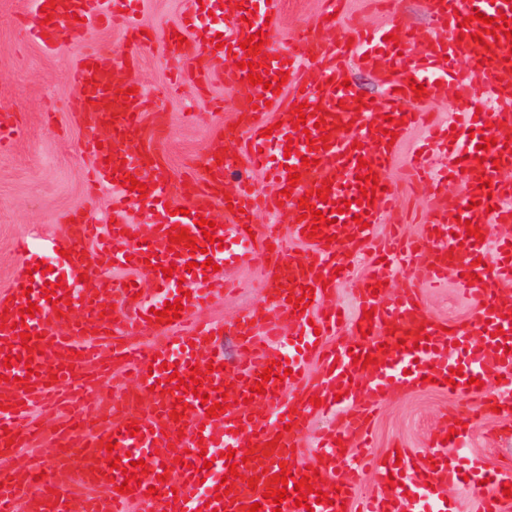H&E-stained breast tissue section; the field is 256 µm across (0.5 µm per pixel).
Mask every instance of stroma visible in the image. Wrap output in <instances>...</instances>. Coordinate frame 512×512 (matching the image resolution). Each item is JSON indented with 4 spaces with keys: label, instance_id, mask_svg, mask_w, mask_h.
I'll use <instances>...</instances> for the list:
<instances>
[{
    "label": "stroma",
    "instance_id": "1",
    "mask_svg": "<svg viewBox=\"0 0 512 512\" xmlns=\"http://www.w3.org/2000/svg\"><path fill=\"white\" fill-rule=\"evenodd\" d=\"M139 2L140 20L150 27L153 43L126 75L153 96L151 113L142 128L143 142L162 157L169 181L175 185L215 139H223L227 155L236 154V143L227 136L238 116L235 93L221 83L208 91L189 83L170 91L171 73L182 63L169 43L168 29L178 24L190 2ZM30 9V0H0V108L23 114L17 143L10 152L0 153V298L9 296L21 262L15 251L18 238L62 234L66 214L76 210L104 220L112 196L111 189L93 193L87 187L90 158L83 149L86 133L70 111L74 96L70 70L79 56L119 47L123 31L118 27L80 35L66 31L58 49L48 53L31 41L23 24ZM189 111L197 114L191 125L181 119ZM387 177L397 193L399 209L397 215H383L374 228L375 236H384L397 216L409 236L425 239L422 219L429 198L421 189L407 185L400 161L394 162ZM227 277L231 291L217 295L194 317L223 324L225 354L240 359L244 348L234 325L265 301L264 276L257 267L240 263L228 269ZM420 298L430 317L461 326L467 325L475 306L452 275L438 288L422 283ZM499 388L496 380H487L482 393L468 400L475 416L469 450L493 466L512 460V420L484 407L486 394ZM448 407L447 395L429 387L386 398L372 420L373 453L385 456L398 440L423 450Z\"/></svg>",
    "mask_w": 512,
    "mask_h": 512
}]
</instances>
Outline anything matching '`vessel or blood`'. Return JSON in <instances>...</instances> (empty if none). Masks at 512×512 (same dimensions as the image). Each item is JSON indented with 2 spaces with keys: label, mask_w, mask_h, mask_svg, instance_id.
I'll return each mask as SVG.
<instances>
[{
  "label": "vessel or blood",
  "mask_w": 512,
  "mask_h": 512,
  "mask_svg": "<svg viewBox=\"0 0 512 512\" xmlns=\"http://www.w3.org/2000/svg\"><path fill=\"white\" fill-rule=\"evenodd\" d=\"M236 0H203L175 25L185 36L180 56L188 53L212 54L223 61L228 52L238 60L261 62L270 57L267 85H251L247 70L240 67L215 71H195L191 77L207 86L220 80L237 95L241 112L250 124L237 136L243 170L227 173L220 162L223 142H215L202 160L203 171L187 179L179 195L183 211L173 215L165 205L172 198L168 179L155 165L141 139L142 117L150 101L144 92L125 94L114 84L113 72L123 69L147 48L151 39L142 32L133 10L135 0H33L28 20L33 41L47 51L55 50L62 31L82 32L90 27L108 28L115 21L125 24L124 45L107 53L85 55L73 66L76 94L72 112L86 131L85 149L93 159V182L113 188L110 219L93 224L82 215L71 214L66 235L38 241H22L19 250L25 260L16 272L13 298L0 302V443L29 446L42 435L29 419L33 404L49 394L62 397L66 407L78 409V418H66L52 438L56 445L51 471L41 472L29 463L10 472H0V512H126L135 502L158 503L162 512H248L261 503L262 512H417L427 502L431 512H448L447 487L462 475L450 465L447 445L466 442V432L450 435L448 422L441 423L426 451L402 449L400 459L368 460L364 447L374 410L389 395L422 387L424 378L436 379L438 389L461 401L475 393L470 378L487 380L512 376V291L499 289V282L512 280V237H490L499 225L512 224V182L502 180L501 170L512 168V149L506 147L512 135V42L483 33L476 14L489 17L505 14L512 23V0H426L433 33L391 27L368 31L344 23L346 0H322L317 21L293 35L281 34L282 0H262L267 42L258 52L246 54L241 41L254 29L242 19ZM223 11L224 32L216 34L202 22L205 11ZM483 41H474V34ZM225 48H218V41ZM376 72L388 87L384 103L360 104L357 87H346L349 63ZM288 71L280 80L279 71ZM424 85L427 98L449 92L480 93L493 105L478 118L456 122L455 126L433 129L440 144V159L430 163L412 156L413 168H427V184L433 188L434 206L428 214L429 255L415 250L413 241L399 237L381 245L382 259L356 293L358 314L349 315L335 295L338 270L348 269L349 256L373 238L372 227L380 222L392 202L383 173L395 159L398 147L391 144L390 132L405 136L420 115L410 109L415 99L414 85ZM308 103L317 112L308 117L305 130L293 127L268 129L263 115L267 109L292 113L294 105ZM109 122L112 137L98 141L95 131ZM20 130L17 113L0 111V151L12 145ZM495 138L489 149L478 147L480 137ZM315 147H308V139ZM366 169H359V161ZM145 170L144 184L150 190L139 195L125 187L132 168ZM263 172L275 187L274 194L253 190L249 174ZM297 184H290V173ZM378 175L379 191L374 203L360 202L359 173ZM332 183L324 202H316L328 220L321 234L311 235V219L302 217L300 199ZM463 185L462 193L447 191L449 180ZM292 188L283 197L284 188ZM349 208H340V200ZM141 203L152 215L148 224L134 223L132 203ZM227 205L226 226L217 228L224 241V264L231 267L244 261L264 262L267 292L276 310L275 319L265 317L264 308L236 326L245 340L247 353L232 370H224L221 325L190 324L187 314L222 291L223 270L204 268V251L210 243L196 222L197 215L212 218L214 207ZM287 209L293 216V238L305 245L302 258L285 255L276 245L277 226L247 225L246 218L262 210ZM478 225L479 237L467 235V224ZM187 228L198 247L190 253L185 246L169 252V232L173 226ZM48 252L65 278L81 283L80 294L68 295L66 287L55 290L56 302H47L43 285L49 274L35 270L32 257ZM400 261L409 275L426 269L441 280L449 272L459 273L460 285L477 303L472 322L479 335L471 341L462 327L443 331L441 322L429 319L413 285L388 295L381 282L385 266ZM153 264L150 277L157 294L140 293L137 284L143 264ZM133 271L131 285L112 276L118 267ZM186 268L182 288H173L164 274L167 267ZM476 281H469V274ZM314 287L313 298H303L304 287ZM187 297H180V290ZM120 296L123 307L104 313L103 303ZM300 298V306L290 297ZM181 301L186 314L170 323L158 313L166 303ZM36 303L35 317L21 318L20 310ZM371 318H364V311ZM351 321L354 339L340 341L336 335L340 321ZM113 337L110 363L136 365L139 389L149 402L141 407L125 399L114 404L110 414L94 407L87 390L101 366L98 350L100 330ZM429 336L426 347L415 348L416 331ZM31 333L30 343H22L21 332ZM159 334V345L145 349L132 345L137 336ZM389 344L382 353L381 344ZM317 357L323 372L310 380L305 369L310 357ZM374 357V364L362 367L354 357ZM288 363L294 376L264 382L263 394L252 387L272 362ZM206 368L203 392L211 402L222 401V389L233 388L236 403L210 418L200 398L193 393L156 391L157 381L178 372L190 379L193 366ZM460 377H451L452 369ZM85 388L73 391L75 378ZM321 405H314V398ZM188 403L184 417L174 418L172 404ZM331 413L336 422L321 436L318 452L324 464L316 477H308L306 463L296 447L316 413ZM136 424L137 436L127 427ZM114 450H106L107 442ZM234 457H227V450ZM163 453L167 459H181L165 480L142 476L131 493H119L126 475L137 473L136 462ZM118 467H111L112 456ZM211 468H204V461ZM236 467L232 492L217 495L221 473ZM371 467L376 493L359 500L356 493L360 470ZM287 469V483L275 478ZM472 482L484 489L470 500V512H505L512 500L503 493L512 484V468L488 469L480 459H472L468 473ZM95 488L81 507H74L71 478ZM308 478L313 487L308 501L313 509L296 507V482ZM286 489L281 504L264 499L268 489ZM326 492V502H318V492Z\"/></svg>",
  "instance_id": "1"
}]
</instances>
